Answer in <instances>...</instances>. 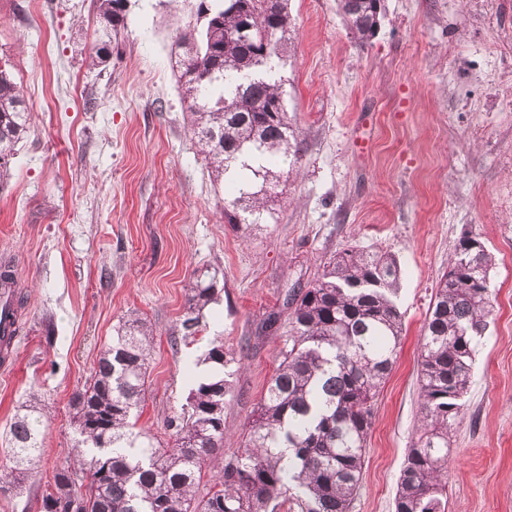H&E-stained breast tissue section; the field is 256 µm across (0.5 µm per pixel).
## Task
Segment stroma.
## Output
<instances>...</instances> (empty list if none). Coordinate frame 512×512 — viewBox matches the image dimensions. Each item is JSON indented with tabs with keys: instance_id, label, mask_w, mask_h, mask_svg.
<instances>
[{
	"instance_id": "obj_1",
	"label": "stroma",
	"mask_w": 512,
	"mask_h": 512,
	"mask_svg": "<svg viewBox=\"0 0 512 512\" xmlns=\"http://www.w3.org/2000/svg\"><path fill=\"white\" fill-rule=\"evenodd\" d=\"M197 5L128 0L98 70L91 0H0V67L30 118L0 192V262L23 295L0 368V464L31 397L45 423L40 479L0 495V512H40L44 482L75 442L70 397L132 311L156 330L138 428L166 438L218 340L240 360L224 407V453H236L277 365L281 338L264 319L350 246L393 254L402 272L403 344L375 399L352 508L394 512L421 329L467 230L493 256L495 310L449 437L448 512H512V0H384L364 44L339 0H288L280 73L301 172L280 182L273 217L247 237L224 222L228 192L192 137L171 57ZM203 273L217 300L195 340L171 349L185 286Z\"/></svg>"
}]
</instances>
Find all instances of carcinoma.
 <instances>
[{
    "label": "carcinoma",
    "instance_id": "obj_1",
    "mask_svg": "<svg viewBox=\"0 0 512 512\" xmlns=\"http://www.w3.org/2000/svg\"><path fill=\"white\" fill-rule=\"evenodd\" d=\"M99 20L91 52L107 67L112 41L125 28L127 0H92ZM288 0H199L200 28L179 34L186 48L179 83L191 131L216 177L238 196L224 202V223L247 233L272 211L273 183L298 163L288 122L284 80L277 75L288 32ZM348 27L363 42L381 26L376 0H341ZM275 45L262 48L226 33L241 12ZM275 105V111H267ZM27 132L20 86L0 68V191L11 178L16 147ZM247 174L236 177L234 170ZM493 257L480 237L463 234L426 315L418 362L419 423L394 497L395 512H445L448 435L464 413L476 344L493 305ZM400 268L386 252L345 248L323 264L307 286L287 299L286 319L272 313L267 328L286 326L278 365L254 412L247 441L224 457V405L233 353L211 343L205 361L215 374L201 382L168 422L163 444L136 430L143 408L155 334L130 314L105 345L90 380L70 398L77 435L74 458L54 469L41 512H351L360 488L378 389L391 373L401 343L396 303ZM216 300L213 281L196 277L170 346L201 331L204 309ZM9 465L0 468L5 493L41 467L42 421L24 414L10 427ZM219 468L214 484L199 486L205 467ZM81 475L77 481L74 476Z\"/></svg>",
    "mask_w": 512,
    "mask_h": 512
}]
</instances>
